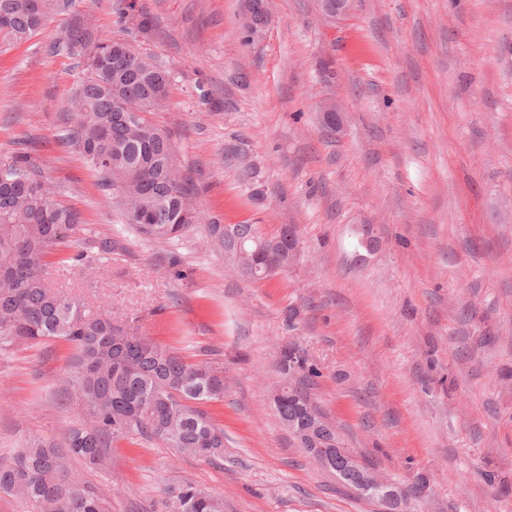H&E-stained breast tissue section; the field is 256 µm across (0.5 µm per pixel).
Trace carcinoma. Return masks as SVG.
Returning a JSON list of instances; mask_svg holds the SVG:
<instances>
[{
    "label": "carcinoma",
    "instance_id": "obj_1",
    "mask_svg": "<svg viewBox=\"0 0 512 512\" xmlns=\"http://www.w3.org/2000/svg\"><path fill=\"white\" fill-rule=\"evenodd\" d=\"M73 0H0V43H21L36 35L52 14L66 15L56 51L86 60L87 75L76 82L67 105V136L99 175L126 222L156 240L175 238L200 223L192 189L175 158L170 132L145 117L122 120L117 104L135 101L144 112H161L168 97L156 93L168 76L154 57L137 53L126 60L112 54L115 39L86 15L71 21ZM243 17L247 38L268 22L262 0H250ZM79 214L55 201V189L24 154L0 160V345L39 343L58 338L72 344L68 382L95 426L72 429L67 454L96 466L112 441L133 434L158 438L168 447L207 460L224 457V429L199 407L224 399V371L208 363H190L149 337L137 338L135 325H115L104 311L93 310L45 279L42 258ZM234 237L210 230L224 247L229 264L243 277L269 276L262 262L288 249L285 236L263 242L254 224H234ZM112 251L102 239L74 256L91 265ZM279 379L271 389L285 391L276 411L283 423L308 422L319 413L307 383L319 376L305 351L287 345L279 353ZM64 452L52 443H31L8 465L0 464V492L33 500L41 512H110L100 495L79 489L60 496ZM363 498L384 501L396 512L395 487L374 485ZM166 512H224L222 498L193 482L165 490Z\"/></svg>",
    "mask_w": 512,
    "mask_h": 512
}]
</instances>
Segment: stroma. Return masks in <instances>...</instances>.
I'll list each match as a JSON object with an SVG mask.
<instances>
[{"mask_svg": "<svg viewBox=\"0 0 512 512\" xmlns=\"http://www.w3.org/2000/svg\"><path fill=\"white\" fill-rule=\"evenodd\" d=\"M127 1L74 6L167 69L168 107L149 119L172 132L203 223L145 238L65 141L85 70L54 50L59 14L0 43V159L25 153L81 216L44 257L53 287L223 366L224 399L204 410L224 429V458L136 434L96 468L72 461L71 479L111 512H157L162 489L185 480L223 497L224 512H375L310 460L271 403L277 352L296 343L320 369L311 398L344 447L395 485H421L412 512H512V0H354L339 19L316 0H270L253 41L240 0H132L133 15ZM327 102L341 132L321 122ZM235 141L256 179L225 166ZM212 221L266 237L295 225L301 256L242 278ZM98 237L111 253L72 264ZM72 355L61 340L0 347L1 463L32 439L64 445L82 422Z\"/></svg>", "mask_w": 512, "mask_h": 512, "instance_id": "1", "label": "stroma"}]
</instances>
